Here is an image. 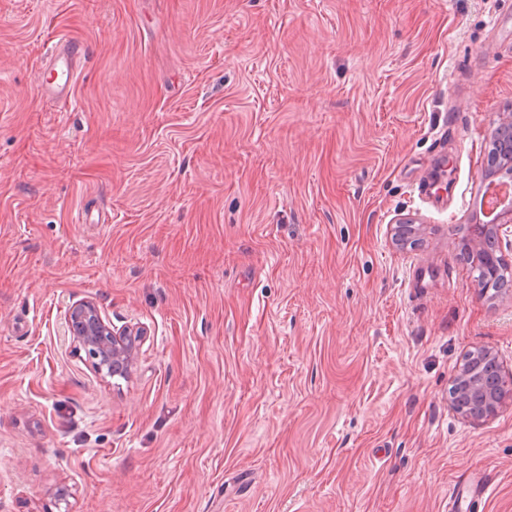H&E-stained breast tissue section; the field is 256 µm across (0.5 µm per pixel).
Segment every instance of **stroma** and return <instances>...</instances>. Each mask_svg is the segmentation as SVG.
Listing matches in <instances>:
<instances>
[{
  "instance_id": "obj_1",
  "label": "stroma",
  "mask_w": 512,
  "mask_h": 512,
  "mask_svg": "<svg viewBox=\"0 0 512 512\" xmlns=\"http://www.w3.org/2000/svg\"><path fill=\"white\" fill-rule=\"evenodd\" d=\"M509 114L512 0H0V512H448L474 472L512 512V399L448 405L512 368L460 255ZM79 300L144 329L129 378ZM84 47L76 42L62 41L51 49L49 61L40 71L41 95L66 102L72 94L73 80ZM416 223L415 218L411 216L398 218L393 227L394 240L399 243L418 240L423 227L421 224ZM66 333L93 360L99 375L129 377L144 332L139 327L115 330L101 316L95 303L82 301L70 306ZM465 364L454 376L453 383L463 382L468 404L459 408L452 403V408L472 420H479L498 411L506 398L512 396V370L505 369L496 360L495 370L478 377H472L474 368Z\"/></svg>"
}]
</instances>
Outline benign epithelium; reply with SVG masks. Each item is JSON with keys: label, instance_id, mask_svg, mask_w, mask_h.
Listing matches in <instances>:
<instances>
[{"label": "benign epithelium", "instance_id": "obj_1", "mask_svg": "<svg viewBox=\"0 0 512 512\" xmlns=\"http://www.w3.org/2000/svg\"><path fill=\"white\" fill-rule=\"evenodd\" d=\"M490 224H471L466 227L463 246L475 268L498 267V256L503 238L509 233L512 223V197L498 203L492 210ZM422 225L415 218L403 216L397 219L393 234L399 243L412 242L420 238ZM66 333L71 341L82 347L93 360V368L99 375L128 377L132 373L135 356L143 340L144 332L138 327L116 330L101 316L95 303L82 301L70 306L66 317ZM470 364L460 368L453 382L465 385L468 404L455 412L479 420L498 411L505 399L512 396V370L497 363L495 369L486 374L473 376Z\"/></svg>", "mask_w": 512, "mask_h": 512}]
</instances>
